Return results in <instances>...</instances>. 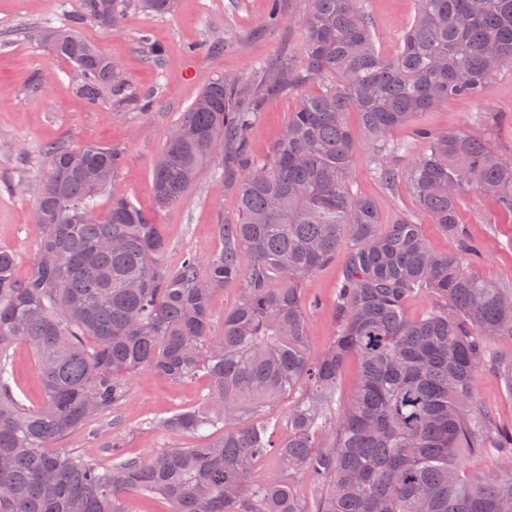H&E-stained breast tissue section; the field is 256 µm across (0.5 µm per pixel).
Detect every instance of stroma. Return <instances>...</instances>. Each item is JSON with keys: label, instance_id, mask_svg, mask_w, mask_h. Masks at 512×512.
I'll use <instances>...</instances> for the list:
<instances>
[{"label": "stroma", "instance_id": "obj_1", "mask_svg": "<svg viewBox=\"0 0 512 512\" xmlns=\"http://www.w3.org/2000/svg\"><path fill=\"white\" fill-rule=\"evenodd\" d=\"M375 18L376 48L381 55L397 53L414 20L416 0H368ZM306 0H176L166 15H148L136 4L127 7L124 26L108 33L93 19L78 27L85 40L101 47L125 72L133 96L151 100L149 109L116 105L109 99L95 106L77 96L81 76L65 59L53 56L41 40L47 27L69 24L81 12V0H0V249L16 258L24 277L36 257L40 235L33 218V190L47 172L42 153L52 143H98L118 148L123 164L111 187L97 200L106 216L113 194L129 198L159 224L168 244L164 263L176 267L188 253L205 257L221 249L215 225L238 218L232 190L213 168H204L196 183L176 204L161 209L155 200L153 169L183 112L212 79L237 75L258 82V64L282 57L298 61L305 41ZM160 45L153 56L150 44ZM41 78L31 90L33 78ZM297 104L288 94L261 97L248 143L255 161H264ZM418 127L441 133L470 128L483 133L507 159L512 158V68L507 67L477 99L448 100L397 125L389 138L400 147L396 167H406L420 150ZM353 189L373 200L383 223L412 219L421 224L432 248L453 252L457 241L443 233L418 208L404 182L391 185L379 178L372 151L359 148L353 157ZM461 221L476 242V256L465 267L473 275L512 288V216L498 202L479 193L463 195ZM345 260L344 252L322 266L304 285L317 299L308 308L311 353H320L336 329L334 301ZM512 357V339L491 343L490 362L477 375V390L495 412V422L512 427V397L506 393L496 361ZM13 387L27 407H38L43 386L31 349L23 343L10 351ZM207 378L173 382L149 372L132 376L126 403L96 419L91 428H77L61 440L64 448L90 449L99 466L112 463V443L122 454L150 462L161 448L189 447L191 436L145 429V421L174 411L200 407Z\"/></svg>", "mask_w": 512, "mask_h": 512}]
</instances>
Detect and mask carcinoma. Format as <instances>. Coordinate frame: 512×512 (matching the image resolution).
Masks as SVG:
<instances>
[{
    "label": "carcinoma",
    "instance_id": "1",
    "mask_svg": "<svg viewBox=\"0 0 512 512\" xmlns=\"http://www.w3.org/2000/svg\"><path fill=\"white\" fill-rule=\"evenodd\" d=\"M125 0H82L90 17L120 31ZM303 64L265 65L260 86L212 80L180 115L154 168L158 207L179 201L224 145V185L241 219L217 224L222 249L187 254L170 268L159 225L122 195L108 215L89 212L122 164L98 144L48 145L35 194L40 247L28 275L0 250V512H132L135 496H159L170 512H503L512 505V431L496 426L477 395L489 342L512 338V288L469 274L478 252L459 223L462 195L495 197L512 213V159L476 130L419 129V154L404 170L389 130L450 98L480 96L512 67V0H417L400 51L375 49L364 0H307ZM174 0H140L153 15ZM44 40L82 74L76 94L95 105L124 97L109 56L71 28ZM314 79L323 90L299 98L263 163L246 132L259 90L292 94ZM361 117L360 133L346 115ZM372 148L381 178L407 182L417 205L459 240L434 251L421 225L381 222L376 203L352 189V157ZM345 251L336 292L337 330L308 352L304 282ZM240 287L210 336L214 293ZM436 304L406 313L422 290ZM33 351L44 398L27 407L13 389L9 351ZM359 361L356 394L336 412L340 371ZM149 371L184 382L209 380L201 408L181 409L154 427L201 440L161 448L148 464L119 454L101 469L92 454L53 444L127 400L131 376ZM290 395L281 417L260 420ZM285 430L280 439L272 430ZM220 432L214 440L206 432ZM488 454L500 472L465 480V454ZM269 454L278 475L253 480ZM312 483L300 499L294 483Z\"/></svg>",
    "mask_w": 512,
    "mask_h": 512
}]
</instances>
